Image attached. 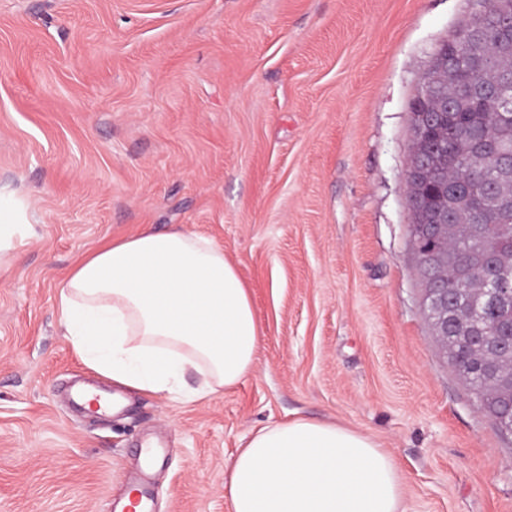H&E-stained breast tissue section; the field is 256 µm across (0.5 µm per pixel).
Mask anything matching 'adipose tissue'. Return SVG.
<instances>
[{"label": "adipose tissue", "mask_w": 512, "mask_h": 512, "mask_svg": "<svg viewBox=\"0 0 512 512\" xmlns=\"http://www.w3.org/2000/svg\"><path fill=\"white\" fill-rule=\"evenodd\" d=\"M73 350L114 381L192 402L256 370L262 331L212 239L148 230L84 257L57 284ZM201 378L185 384L187 371ZM231 512H406L403 475L373 437L296 417L254 432L224 482Z\"/></svg>", "instance_id": "obj_1"}]
</instances>
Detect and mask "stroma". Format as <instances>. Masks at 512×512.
<instances>
[{"label":"stroma","mask_w":512,"mask_h":512,"mask_svg":"<svg viewBox=\"0 0 512 512\" xmlns=\"http://www.w3.org/2000/svg\"><path fill=\"white\" fill-rule=\"evenodd\" d=\"M476 0H0V512H230L257 429L303 416L373 436L408 512H512V439L422 308L404 172L410 104ZM223 246L263 337L236 387L189 403L124 387L72 349L56 285L112 239ZM26 224H0V267L9 265L11 252L25 244L27 237Z\"/></svg>","instance_id":"obj_1"}]
</instances>
